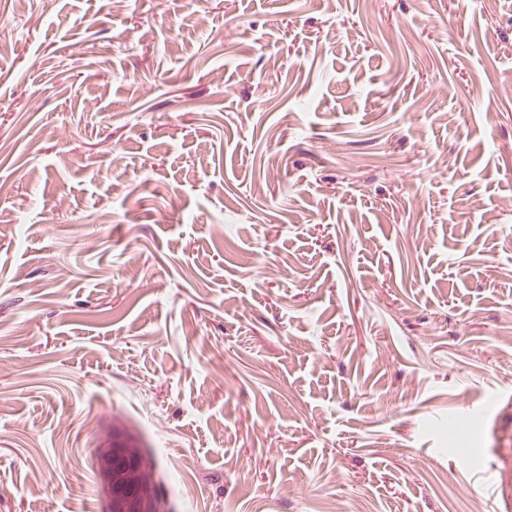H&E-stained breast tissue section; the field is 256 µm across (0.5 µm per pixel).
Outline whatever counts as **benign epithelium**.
Wrapping results in <instances>:
<instances>
[{"label":"benign epithelium","mask_w":512,"mask_h":512,"mask_svg":"<svg viewBox=\"0 0 512 512\" xmlns=\"http://www.w3.org/2000/svg\"><path fill=\"white\" fill-rule=\"evenodd\" d=\"M101 465L112 485L111 512H155L148 506L143 467L134 451L108 448L101 453Z\"/></svg>","instance_id":"obj_1"}]
</instances>
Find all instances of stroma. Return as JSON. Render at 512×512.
Listing matches in <instances>:
<instances>
[{
    "instance_id": "35a3bbf8",
    "label": "stroma",
    "mask_w": 512,
    "mask_h": 512,
    "mask_svg": "<svg viewBox=\"0 0 512 512\" xmlns=\"http://www.w3.org/2000/svg\"><path fill=\"white\" fill-rule=\"evenodd\" d=\"M0 42V512H109L115 444L160 512H512V0Z\"/></svg>"
}]
</instances>
